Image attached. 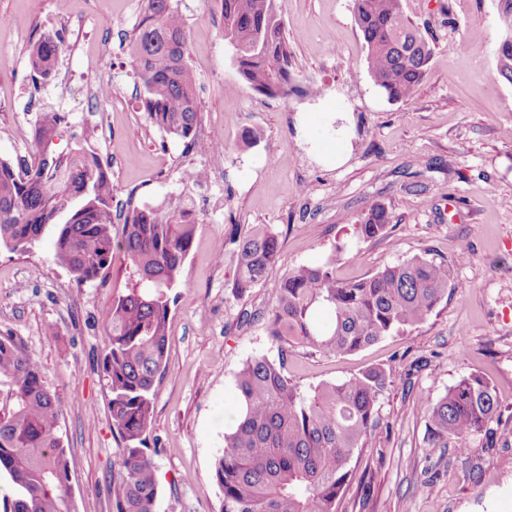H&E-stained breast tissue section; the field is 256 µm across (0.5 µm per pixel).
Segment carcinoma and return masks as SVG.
Returning a JSON list of instances; mask_svg holds the SVG:
<instances>
[{"mask_svg": "<svg viewBox=\"0 0 512 512\" xmlns=\"http://www.w3.org/2000/svg\"><path fill=\"white\" fill-rule=\"evenodd\" d=\"M224 31L235 49L241 79L268 97L294 91L288 36L276 0H221ZM362 34L364 66L389 101L409 97L426 75L434 49L404 14L402 0H353ZM502 45L496 72L512 82V0H498ZM142 104L152 124L199 149L200 103L187 63L185 23L173 0H145L129 42ZM60 40L40 37L29 67L54 80ZM61 117L43 115L38 144L51 142ZM106 166L76 145L65 158L16 166L0 159V245L26 253L55 226L53 260L77 285L104 283L115 247L129 261V283L104 316L107 343L99 370L110 394L112 427L122 448L118 477L110 484L115 512H157L156 466L147 446L156 382L166 361L171 291L182 284L184 262L198 224L181 210L167 217L147 206L112 208ZM122 239L112 237L115 222ZM391 214L377 204L356 224L358 238L383 235ZM232 288L242 295L261 281L278 258V235L255 227L240 235ZM345 246L336 245L317 265H301L280 280L264 328L278 356L247 360L235 376L236 408L215 463L223 492L221 512H336L378 422V403L391 370L370 367L311 392L288 376L289 349L299 345L334 356L358 353L387 336L424 323L448 296V264L414 256L373 275L336 277ZM9 386L0 405V477L11 493L0 512H74L69 471L58 435L60 397L39 362L9 332L0 333V382ZM498 395L486 377L471 374L424 406L432 445L453 441L461 452L471 436L498 418Z\"/></svg>", "mask_w": 512, "mask_h": 512, "instance_id": "carcinoma-1", "label": "carcinoma"}]
</instances>
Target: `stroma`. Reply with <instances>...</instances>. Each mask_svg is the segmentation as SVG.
I'll return each mask as SVG.
<instances>
[{
  "label": "stroma",
  "instance_id": "stroma-1",
  "mask_svg": "<svg viewBox=\"0 0 512 512\" xmlns=\"http://www.w3.org/2000/svg\"><path fill=\"white\" fill-rule=\"evenodd\" d=\"M121 20L102 33L83 0H0V159L29 163L76 144L107 165L113 205L159 215L192 210L198 224L171 306L165 371L148 444L155 448L158 512H220L214 462L224 447V412L234 376L256 356L276 357L262 315L283 275L320 263L343 243L337 267L360 279L414 256L446 261L448 296L403 336L349 356L295 347L288 375L301 389L382 365L393 381L380 423L336 512H512V83L496 74L498 0H403L408 18L434 37L425 78L390 102L363 66L365 44L353 0H278L292 52L296 92L269 98L241 82L218 0H175L197 76V136L223 142L207 157L152 125L139 97L127 45L144 0H102ZM63 43L57 76L35 83L28 50L41 35ZM321 95L304 94L308 83ZM62 115L48 144L34 143L44 113ZM349 118L345 162L323 164L302 137L299 117ZM261 139L246 142V130ZM206 171L203 181L193 172ZM380 204L393 219L363 240L353 225ZM263 226L279 237V259L244 296L232 288L231 227ZM467 261H459V254ZM127 258L114 249L106 284L75 285L44 234L27 253L0 247V331L19 338L62 401L60 430L75 512H114L108 486L121 442L97 369L103 315L124 292ZM498 390L491 434L468 452L430 445L419 405L461 378Z\"/></svg>",
  "mask_w": 512,
  "mask_h": 512
}]
</instances>
